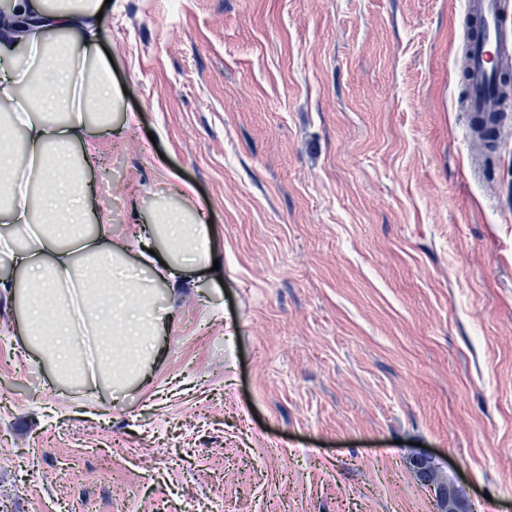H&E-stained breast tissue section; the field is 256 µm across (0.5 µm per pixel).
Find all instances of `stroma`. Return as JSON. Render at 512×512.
Listing matches in <instances>:
<instances>
[{"instance_id": "obj_1", "label": "stroma", "mask_w": 512, "mask_h": 512, "mask_svg": "<svg viewBox=\"0 0 512 512\" xmlns=\"http://www.w3.org/2000/svg\"><path fill=\"white\" fill-rule=\"evenodd\" d=\"M103 10L135 121L88 185L118 240L202 210L222 269L155 286L118 394L58 386L0 299V512H448L421 455L512 512V132L472 161L463 0Z\"/></svg>"}]
</instances>
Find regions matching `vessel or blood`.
Listing matches in <instances>:
<instances>
[{"instance_id":"obj_1","label":"vessel or blood","mask_w":512,"mask_h":512,"mask_svg":"<svg viewBox=\"0 0 512 512\" xmlns=\"http://www.w3.org/2000/svg\"><path fill=\"white\" fill-rule=\"evenodd\" d=\"M472 20L466 36L469 60L465 109L491 118L512 111V95L502 92L503 64L512 59V0H465Z\"/></svg>"}]
</instances>
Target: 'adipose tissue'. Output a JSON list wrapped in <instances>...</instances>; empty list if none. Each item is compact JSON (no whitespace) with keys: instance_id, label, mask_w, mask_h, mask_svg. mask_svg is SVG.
<instances>
[{"instance_id":"adipose-tissue-1","label":"adipose tissue","mask_w":512,"mask_h":512,"mask_svg":"<svg viewBox=\"0 0 512 512\" xmlns=\"http://www.w3.org/2000/svg\"><path fill=\"white\" fill-rule=\"evenodd\" d=\"M99 0H12L14 14L35 17L24 35L37 45L44 78L33 71L0 73L5 112L0 125L24 132L26 157L0 146V262L17 279H0V295L24 293L26 341L50 362L58 383L96 391L146 377L155 358L154 285L182 287L186 263L212 268L209 231L197 210L169 208L137 226L136 240L162 246L161 256L129 260L127 242L113 239L85 175L99 152L92 119L114 103L111 71L98 49ZM39 95L19 102V85ZM38 183L39 198L29 186Z\"/></svg>"}]
</instances>
